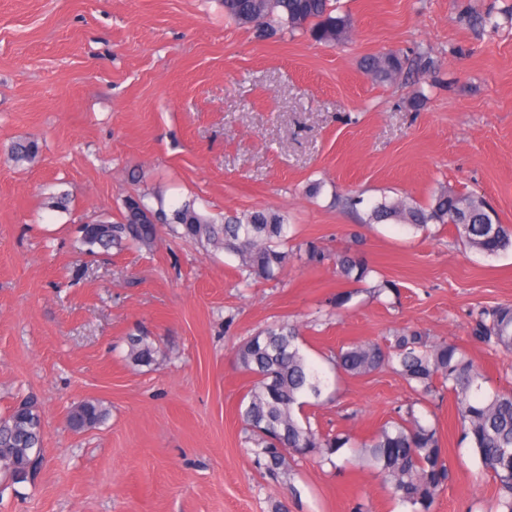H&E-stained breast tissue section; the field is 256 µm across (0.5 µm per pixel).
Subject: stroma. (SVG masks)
Wrapping results in <instances>:
<instances>
[{"mask_svg": "<svg viewBox=\"0 0 512 512\" xmlns=\"http://www.w3.org/2000/svg\"><path fill=\"white\" fill-rule=\"evenodd\" d=\"M344 44L260 40L222 0H0V417L33 397L46 423L34 483L0 480V512H403L365 463L295 460L290 485L254 466L239 417L252 385L233 351L267 324H297L322 362L341 344L411 328L461 345L490 387L512 389V353L471 336V310L512 303V250L363 224L405 196H484L512 225V0H340ZM421 64L385 83L365 56ZM40 158L19 166L16 140ZM142 174L141 184L128 178ZM205 212L272 209L293 244L279 281H242L235 258L162 235L153 249L87 255L80 224L119 221L137 189ZM67 192L68 210L46 208ZM360 233L364 282L334 257ZM390 291L375 295L380 282ZM353 297L337 306L338 293ZM147 336L155 364L134 366ZM314 410L322 431L368 440L415 393L390 370L341 377ZM97 399L99 427L67 429ZM453 472L434 512H489L497 492L461 444L453 396L434 408ZM40 154V147L37 141L21 139L11 147L10 159L18 165L31 164L36 161ZM157 354V348L145 337L130 338L127 356L135 366H150L156 362ZM108 415L109 410L102 403L88 400L69 412L67 424L73 432L80 433L100 426Z\"/></svg>", "mask_w": 512, "mask_h": 512, "instance_id": "35a3bbf8", "label": "stroma"}]
</instances>
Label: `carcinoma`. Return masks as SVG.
I'll list each match as a JSON object with an SVG mask.
<instances>
[{
	"label": "carcinoma",
	"mask_w": 512,
	"mask_h": 512,
	"mask_svg": "<svg viewBox=\"0 0 512 512\" xmlns=\"http://www.w3.org/2000/svg\"><path fill=\"white\" fill-rule=\"evenodd\" d=\"M224 17L252 29L259 39L280 31H302L316 42L336 45L347 40L349 21L337 14L332 0H223ZM363 68L376 81L386 82L404 73L407 63L393 52L366 57ZM40 154L37 141L21 139L11 147L10 159L31 164ZM492 207L477 194L443 188L428 207L406 198H384L366 213L365 223L393 222L413 230L430 224H451L463 247L493 257L512 249V233L491 224ZM166 226L176 237L189 239L238 260L242 279H279L288 265V220L274 210L259 209L213 216L195 200L165 207L164 199L146 190L127 196L121 220L80 225L86 250L118 251L129 245L152 249ZM336 270L347 281L367 280L372 267L351 249L336 255ZM472 338L512 352V304L481 308L473 313ZM158 350L143 336L132 337L127 356L136 366L156 362ZM235 355L242 371L253 376L243 396L240 416L246 442L255 447V468L275 479H288L291 461L318 455L333 462L351 447L350 436L312 427L306 406H319L329 387L327 372L363 378L383 369L401 376L420 399L398 409L354 457L377 470L383 484L405 512H434L437 497L452 478L441 434L432 412L416 406L433 403L449 393L454 397L462 426V442L482 470L498 487L495 512H512V391H489L486 378L454 342L409 328L380 340L353 341L324 358L328 370L315 366L303 349L299 329L289 323L266 327L237 344ZM109 410L88 400L69 412L68 427L84 432L100 426ZM44 422L36 402L0 417V474L32 470L30 449L43 438Z\"/></svg>",
	"instance_id": "obj_1"
}]
</instances>
